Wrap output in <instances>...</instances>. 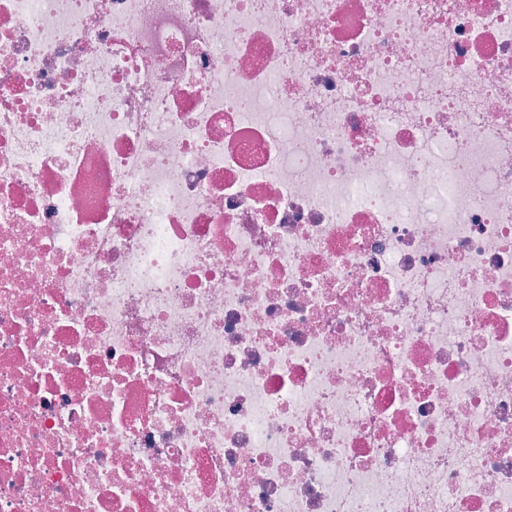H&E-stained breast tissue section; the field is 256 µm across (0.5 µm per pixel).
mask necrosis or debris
<instances>
[{"label":"necrosis or debris","mask_w":512,"mask_h":512,"mask_svg":"<svg viewBox=\"0 0 512 512\" xmlns=\"http://www.w3.org/2000/svg\"><path fill=\"white\" fill-rule=\"evenodd\" d=\"M0 512H512V0H0Z\"/></svg>","instance_id":"necrosis-or-debris-1"}]
</instances>
